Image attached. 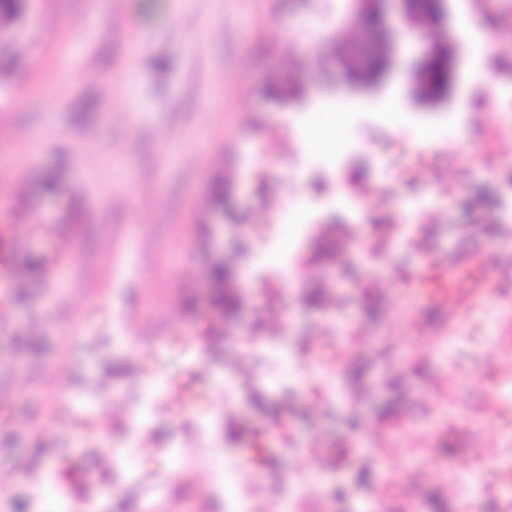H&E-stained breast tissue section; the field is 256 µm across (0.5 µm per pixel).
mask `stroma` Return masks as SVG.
<instances>
[{"label":"stroma","instance_id":"1","mask_svg":"<svg viewBox=\"0 0 512 512\" xmlns=\"http://www.w3.org/2000/svg\"><path fill=\"white\" fill-rule=\"evenodd\" d=\"M472 27L495 34L478 55ZM348 0H28L0 17V225L23 227L10 278V322L0 329V469L13 512H43L59 498L95 512H215L196 468L156 472L141 451L169 434L193 445L195 421L167 386L139 447L121 442L126 403L142 382L143 355L169 338L167 371L195 366L201 398L224 389L252 337L284 328L303 368L290 386L298 407L282 424L279 397L257 366L236 378L243 395L219 436L251 459L261 435L257 512L297 481L321 473L323 503L393 486L394 512H487L486 492L457 501L443 472L479 466L512 438V232L498 203L512 177V24L449 15L437 30L458 68V112H412L400 88L345 84L333 50L365 32ZM299 89L278 100L273 78ZM333 92H325L326 84ZM398 108L396 127L385 121ZM346 111L336 149L308 152L311 128ZM430 139H421V128ZM310 229L290 222L294 207ZM237 255L239 305L212 304L211 270ZM478 289L475 302L433 307L424 273ZM322 290L324 302L307 296ZM476 347L445 365L431 354L448 326ZM131 341L112 347L117 331ZM335 357L347 391L337 403L321 376ZM92 389L100 410L44 429L61 408L57 369ZM447 397L454 414L438 408ZM30 418V433L12 420ZM398 430L399 444L385 440ZM428 445L412 460L405 451ZM112 459L99 470L97 458Z\"/></svg>","mask_w":512,"mask_h":512}]
</instances>
